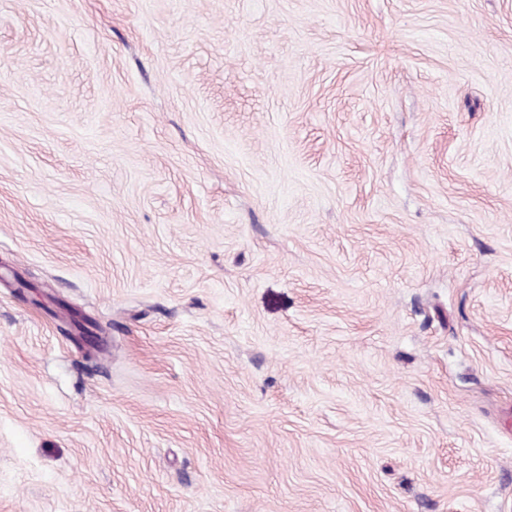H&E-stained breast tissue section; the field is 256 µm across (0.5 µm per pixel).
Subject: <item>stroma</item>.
Returning <instances> with one entry per match:
<instances>
[{
	"label": "stroma",
	"instance_id": "stroma-1",
	"mask_svg": "<svg viewBox=\"0 0 512 512\" xmlns=\"http://www.w3.org/2000/svg\"><path fill=\"white\" fill-rule=\"evenodd\" d=\"M0 512H512V0H0Z\"/></svg>",
	"mask_w": 512,
	"mask_h": 512
}]
</instances>
